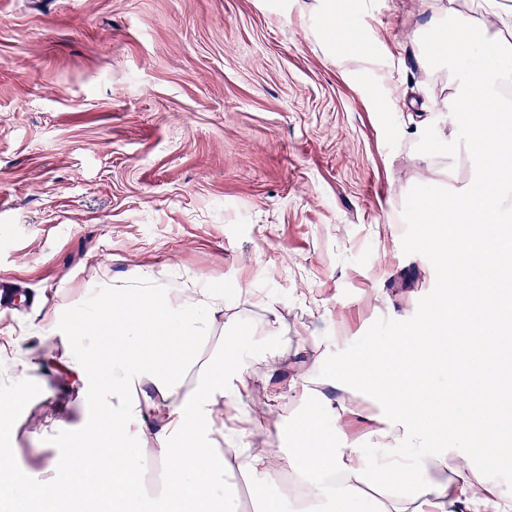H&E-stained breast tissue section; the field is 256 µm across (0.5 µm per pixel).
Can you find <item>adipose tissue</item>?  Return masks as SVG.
Returning a JSON list of instances; mask_svg holds the SVG:
<instances>
[{
    "label": "adipose tissue",
    "mask_w": 512,
    "mask_h": 512,
    "mask_svg": "<svg viewBox=\"0 0 512 512\" xmlns=\"http://www.w3.org/2000/svg\"><path fill=\"white\" fill-rule=\"evenodd\" d=\"M496 208L483 187L467 189L446 203L432 197L423 206L431 224H481L485 230L459 240L450 235L440 256L459 267L462 256L488 259L490 267L465 270L467 298L449 305L402 336H386L370 369L353 358L337 357L336 373L381 378L377 392L386 412L372 431L378 452L364 454L355 440L322 438L324 420L310 416L294 427L290 448L255 447L247 416L224 423V400L242 398L244 381L228 382L202 361L200 342L223 313L227 293L191 280L171 285L141 276L113 285L111 294L71 310L65 330L75 336L77 358L62 368L82 382L88 415L77 434L83 452L69 455L64 480L32 485L0 449V506L20 512H146L147 496L135 478V451L125 430L137 425L140 442L160 462L179 461L169 473V512H213L224 501V471L237 467L253 480L252 494L263 512H281L267 488L283 472L306 485V512H363L364 492L390 485L408 472L415 457L422 476L415 490L394 492L377 501L375 512H512V492L487 472L484 449L495 446L512 460V434L496 411L498 385L492 359L512 332V311L496 309L491 296L500 277L512 274V239L492 230ZM111 309L104 318L103 309ZM475 374L466 395L427 381L439 358ZM160 428L149 426V418ZM446 442L429 446L433 432ZM226 447L214 455L213 434Z\"/></svg>",
    "instance_id": "adipose-tissue-1"
}]
</instances>
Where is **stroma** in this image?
<instances>
[{"label":"stroma","mask_w":512,"mask_h":512,"mask_svg":"<svg viewBox=\"0 0 512 512\" xmlns=\"http://www.w3.org/2000/svg\"><path fill=\"white\" fill-rule=\"evenodd\" d=\"M331 11L359 42L328 31ZM460 11L491 36L512 0H0V275L29 301L0 310V336L32 363L0 448L42 476L85 410L52 313L144 273L228 290L201 352L283 391L254 435L288 448L293 424L348 405L342 431L374 447L372 389L314 378L307 351L367 365L460 296L421 243L443 225L415 221L474 179L415 150L428 126L457 135L456 80L421 37ZM271 345L277 377L258 361Z\"/></svg>","instance_id":"35a3bbf8"}]
</instances>
